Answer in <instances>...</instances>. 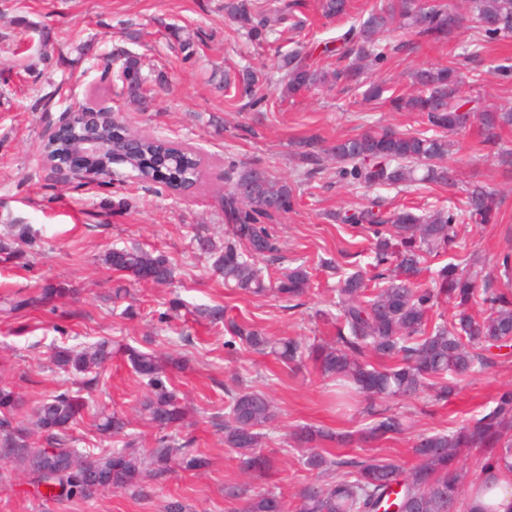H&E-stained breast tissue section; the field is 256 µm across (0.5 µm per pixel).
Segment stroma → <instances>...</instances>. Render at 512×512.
I'll return each instance as SVG.
<instances>
[{"instance_id": "35a3bbf8", "label": "stroma", "mask_w": 512, "mask_h": 512, "mask_svg": "<svg viewBox=\"0 0 512 512\" xmlns=\"http://www.w3.org/2000/svg\"><path fill=\"white\" fill-rule=\"evenodd\" d=\"M225 0H0V242L22 247L21 259L0 256V384L20 393L19 418L32 416L39 395L62 385L66 376L51 363L55 347L83 346L111 340L117 350L132 345L183 357L186 366L174 371L179 398L192 412L179 434L192 438L209 460L207 467L173 472L145 495L102 490L84 500L46 499L35 495L28 477L0 483V512H164L169 498L181 497L196 512H227L226 484L240 481L237 463L224 446L217 419L224 414V385L233 373L252 380L276 403L279 417L268 430L262 451L275 460L267 474L285 497H292L310 474L298 460L301 447L293 440L300 426L336 432H356L373 422L366 409L341 415L332 408L330 382L313 366L292 371L273 356L249 350L228 354L224 333L204 320L186 317L161 322L172 299L187 307L220 304L229 315L249 321L270 336L327 341L329 325L316 318L329 309L339 285L332 270L321 267L333 260L346 272L371 261V242L365 234L336 223V209L371 201L384 207L407 205L427 212L458 197L460 186L483 182L506 198L498 223L463 224L458 228L463 252L449 251L439 264L449 262L480 271L492 287L505 283L501 259L512 251V179L484 150L477 126L452 135L446 159L457 188L416 183L408 189L340 185L334 171L308 181L309 168L298 143L315 139L327 148L341 138L371 126H389L401 132L418 130L411 112H395L365 100L353 86L325 83L293 97L276 86H266V99L246 105L244 98L225 97L218 84L225 72L248 67L273 75L278 54L296 45L313 51L315 66L328 68L325 51L345 32L349 20L328 21L303 0L305 25L283 29L263 42L247 38L239 24L224 12ZM471 26L457 32L448 44H423L413 52H395L378 68L367 70L364 82H380L388 92L412 91L416 70L454 60L468 95L491 106H512V76L497 66L512 59V36L488 44L480 59L460 60L462 43L476 38ZM191 38L190 52L177 50L178 38ZM110 53L123 58L142 56L146 69L159 71L150 86L151 102L139 108L107 94L104 105L118 112L129 130L148 133L197 149L204 159L202 182L190 194L141 182L128 166L114 165L111 185H80L55 180L43 158L49 135L48 116L59 115L71 95L92 97L108 80L98 60ZM55 97L49 112L34 109L47 92ZM267 171L293 184L297 203L279 213L271 224L283 246L277 262L259 260L269 273L305 264L312 274L311 288L301 307L285 308L277 295L252 296L226 287L214 274L208 254L198 248V237L223 245L228 225L219 197L228 190L232 173L242 167ZM28 227L26 244H18L10 227ZM138 246L165 254L176 271L169 285L121 281L102 258L109 249ZM71 288V295L53 305L20 314L8 313L10 302L37 293L46 284ZM129 294L113 301L117 284ZM134 315H127V306ZM512 387V356L498 358L484 371L464 377L448 400L426 391L420 399L396 403L406 429L397 437L368 445L347 446V453L382 456L407 463L410 449L421 434L449 433L490 409L502 390ZM144 387L122 355L105 367L95 391L88 396L92 409L127 415L130 433L139 447H154L158 431L139 412Z\"/></svg>"}]
</instances>
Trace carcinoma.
Segmentation results:
<instances>
[{
    "label": "carcinoma",
    "instance_id": "1",
    "mask_svg": "<svg viewBox=\"0 0 512 512\" xmlns=\"http://www.w3.org/2000/svg\"><path fill=\"white\" fill-rule=\"evenodd\" d=\"M296 0H276L267 8L252 11L248 0H227L225 13L247 28V35L263 39L284 24L295 29L304 20L295 14ZM325 18L348 16L350 0H319ZM453 8L442 2L424 0H379V5L350 25L341 36L343 47L336 53L332 70L311 64L312 53L298 45L279 55L275 83L283 93L294 95L303 89L336 83L357 85L364 68L387 58V46L378 34L391 20L400 19L399 28L411 35L392 47L411 51L412 37L430 44H444L457 32L448 24ZM469 12L480 38L465 45L463 55L480 56L484 43L512 35V0H469ZM124 78H115L121 93L140 102L147 77L141 59L124 57ZM262 83L256 71L246 67L224 78V95L247 93ZM416 90L391 95L388 104L397 112H415L424 129L398 132L391 128H370L339 139L319 152L315 143H300L301 155L309 161L307 175L326 172V161L336 162V182L372 186L408 187L416 181L455 182L440 162L448 155V135L477 124L482 144L496 158L506 174H512V148L503 141L502 131L512 128V107L491 108L460 95L455 63L415 73ZM85 133L79 125L69 134L44 144L51 164H62ZM99 134L130 147L123 164L143 181L159 183L172 191L185 192L199 186L203 158L189 146H176L150 134H130L121 127L101 128ZM424 174L416 177L417 167ZM253 186V195L242 197L238 188ZM295 188L246 167L237 174L234 186L220 197L219 205L230 224L224 247L209 239H198L201 251L213 257V270L224 284L260 295L269 290L286 302H298L311 284V273L300 264L280 272L277 279L265 281L256 261L281 259L280 242L272 227L262 222L274 213L287 212L295 204ZM504 198L485 185L472 184L448 207L417 215L407 207L388 209L377 201L336 212V222L367 233L376 265L384 266L369 277L363 271L347 273L331 261L321 265L340 274V286L332 301L335 311L319 310L316 316L332 325L331 341L306 344L293 337L272 338L256 325L226 315L224 306H200L191 314L214 326H223L229 339L228 350L236 346L275 356L289 368L309 361L320 374L338 382L336 406L347 407L364 399L370 404L387 400L417 399L434 388L439 400L455 391L458 377L482 371L493 364L491 350L509 347L512 341V288L479 286V272L463 271L453 263L432 271V284L418 282L427 263L450 249L463 247L457 226L498 220ZM113 272L139 283L169 284L175 268L166 255L140 247L112 249L103 258ZM72 292L70 288L47 284L34 296L10 304L9 313L46 304ZM453 304L449 316L436 311L440 300ZM109 341L88 346H58L51 363L60 372L81 376L75 391L65 389L42 395L34 408V427L18 419L19 395L0 386V478L23 473L40 487L54 483L62 492L55 499H86L99 490L131 491L137 495L163 484L175 470L195 471L208 459L192 447V442L171 433L184 425L188 407L180 402L170 386V373L183 368V360L170 354L143 351L127 345L122 354L143 380L145 392L139 413L163 435L148 450L123 448L92 459L75 446L74 426L90 409L83 391L97 386L100 369L112 359ZM227 397L224 446L233 454L239 471L249 478L244 483L224 486L229 512H388L396 505L399 512H459L468 508L466 472L460 459L474 449L484 460L473 480L495 475H512V389L503 390L496 405L479 418L452 433L422 435L411 448L413 464L407 466L381 456H339L326 444L366 443L396 437L405 430L397 413H387L376 423L355 434H336L324 428L303 426L296 432L304 447L303 467L317 476L302 483L295 500L286 501L273 485L256 487L274 468V459L261 453L266 429L278 412L264 392L247 378L236 374L224 385ZM97 431L106 437L127 436L128 419L105 409L93 412ZM335 477L323 481L320 475Z\"/></svg>",
    "mask_w": 512,
    "mask_h": 512
}]
</instances>
